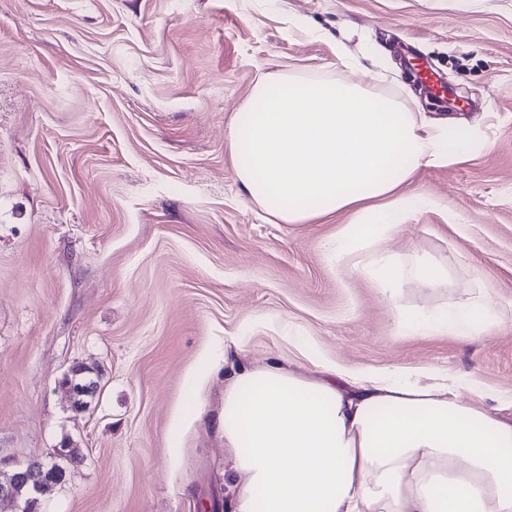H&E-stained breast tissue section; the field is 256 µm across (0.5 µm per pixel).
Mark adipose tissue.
I'll use <instances>...</instances> for the list:
<instances>
[{"label": "adipose tissue", "instance_id": "adipose-tissue-1", "mask_svg": "<svg viewBox=\"0 0 512 512\" xmlns=\"http://www.w3.org/2000/svg\"><path fill=\"white\" fill-rule=\"evenodd\" d=\"M462 136L364 83L285 75L260 81L231 126L245 197L281 224L349 213L328 244L337 272L382 293L405 278L440 287L447 269L376 251L400 215L427 205L401 189L447 163ZM408 332L480 336L495 310L477 299L424 314L397 309ZM311 378L283 366L243 368L224 388V446L234 456L236 512H512V419L444 380L323 365Z\"/></svg>", "mask_w": 512, "mask_h": 512}]
</instances>
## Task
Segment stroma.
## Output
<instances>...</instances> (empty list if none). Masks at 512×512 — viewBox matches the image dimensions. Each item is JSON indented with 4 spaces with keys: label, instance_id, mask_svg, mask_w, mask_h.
I'll list each match as a JSON object with an SVG mask.
<instances>
[{
    "label": "stroma",
    "instance_id": "1",
    "mask_svg": "<svg viewBox=\"0 0 512 512\" xmlns=\"http://www.w3.org/2000/svg\"><path fill=\"white\" fill-rule=\"evenodd\" d=\"M283 74L373 81L475 134L405 186L432 204L385 244L443 286L388 305L330 261L346 216L274 224L243 198L229 130ZM475 298L499 312L481 336L392 311ZM270 361L476 381L512 417V0H0V482L66 442L83 461L34 512H234L224 386Z\"/></svg>",
    "mask_w": 512,
    "mask_h": 512
}]
</instances>
